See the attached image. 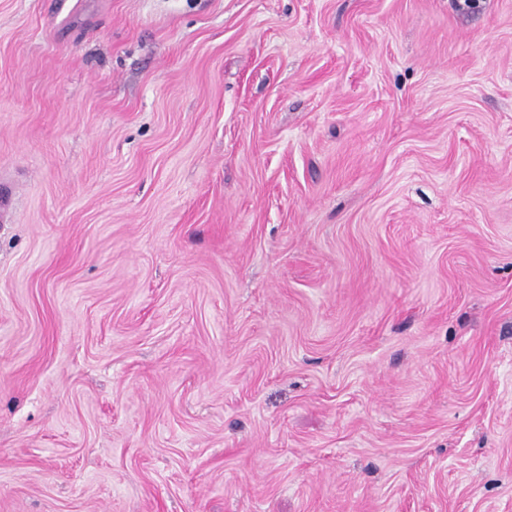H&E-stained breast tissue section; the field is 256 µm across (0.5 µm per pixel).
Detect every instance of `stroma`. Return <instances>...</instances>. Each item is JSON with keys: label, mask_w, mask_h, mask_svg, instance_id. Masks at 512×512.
<instances>
[{"label": "stroma", "mask_w": 512, "mask_h": 512, "mask_svg": "<svg viewBox=\"0 0 512 512\" xmlns=\"http://www.w3.org/2000/svg\"><path fill=\"white\" fill-rule=\"evenodd\" d=\"M0 512H512V0H0Z\"/></svg>", "instance_id": "stroma-1"}]
</instances>
